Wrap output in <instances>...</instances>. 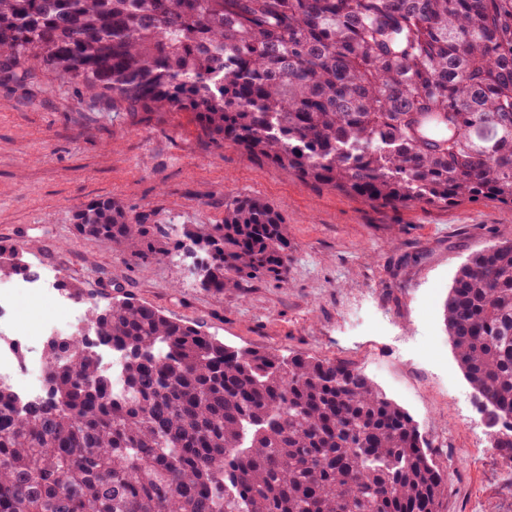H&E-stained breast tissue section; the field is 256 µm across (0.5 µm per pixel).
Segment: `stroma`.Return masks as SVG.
Listing matches in <instances>:
<instances>
[{
	"mask_svg": "<svg viewBox=\"0 0 512 512\" xmlns=\"http://www.w3.org/2000/svg\"><path fill=\"white\" fill-rule=\"evenodd\" d=\"M240 194L283 214L288 270L220 295L178 258L137 264L74 228L76 212L110 198L153 212L169 249L172 225L222 223L225 200ZM509 238L512 208L493 201L374 209L237 147L204 148L189 113L137 126L51 72L34 98L0 84V242L23 245L28 264L55 266L97 301L131 296L228 346L350 363L413 417L446 469L441 512H512V457L490 446L444 324L459 267Z\"/></svg>",
	"mask_w": 512,
	"mask_h": 512,
	"instance_id": "stroma-1",
	"label": "stroma"
}]
</instances>
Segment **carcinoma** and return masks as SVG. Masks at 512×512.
<instances>
[{
	"label": "carcinoma",
	"instance_id": "carcinoma-1",
	"mask_svg": "<svg viewBox=\"0 0 512 512\" xmlns=\"http://www.w3.org/2000/svg\"><path fill=\"white\" fill-rule=\"evenodd\" d=\"M45 71L149 126L190 112L305 186L377 208L512 207V0H0V81ZM77 232L136 262L168 256L112 199ZM217 294L288 267L270 202L181 225ZM0 244V277L35 274ZM44 346L45 396L0 385V512H440L448 476L414 420L336 359L234 348L133 297ZM445 324L488 412L512 414V239L457 271ZM512 449V420L491 428Z\"/></svg>",
	"mask_w": 512,
	"mask_h": 512
}]
</instances>
